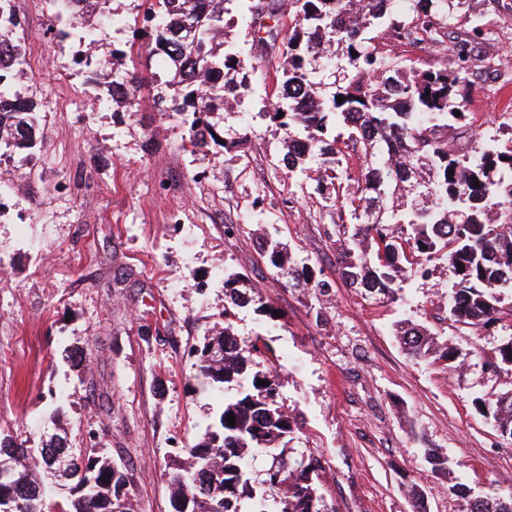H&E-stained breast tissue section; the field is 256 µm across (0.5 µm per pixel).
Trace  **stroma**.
I'll return each instance as SVG.
<instances>
[{"instance_id":"stroma-1","label":"stroma","mask_w":512,"mask_h":512,"mask_svg":"<svg viewBox=\"0 0 512 512\" xmlns=\"http://www.w3.org/2000/svg\"><path fill=\"white\" fill-rule=\"evenodd\" d=\"M251 0H225L224 50L236 72L231 101L211 117L221 140L191 153L178 117L153 96L168 68L145 74L139 109L102 108L108 77L88 81L71 41L48 36L52 21L18 13L23 48L38 45L41 72L25 69L19 90L45 116L34 156L15 152V192L0 198V435L45 442L56 417L71 434L93 425L99 447L133 475L138 512H172L170 479L221 402L196 379L189 353L224 303L222 279L242 276L277 320L239 308L237 334L269 347L255 367L276 366V399L296 418L284 439L295 461H324L320 491L329 512H412L418 487L426 512H461L448 491L512 481V439L475 409L512 389V372L488 364L512 328H467L448 317L445 260L412 274L398 298L351 287L336 265V209L318 171L291 173L286 134L269 114L280 93L282 45L260 36ZM114 26L96 29L99 56L127 50L142 26L140 0H108ZM496 34L473 65L475 84L449 128L459 154L512 136V0H485ZM393 62L447 63L448 45L402 47L375 39ZM180 217L177 229L172 217ZM269 238L306 260L325 292L290 287L260 248ZM408 321L456 347L462 363L417 361L396 329ZM87 350L88 370L70 360ZM448 460L431 476L425 454Z\"/></svg>"}]
</instances>
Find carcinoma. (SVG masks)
I'll list each match as a JSON object with an SVG mask.
<instances>
[{
  "label": "carcinoma",
  "mask_w": 512,
  "mask_h": 512,
  "mask_svg": "<svg viewBox=\"0 0 512 512\" xmlns=\"http://www.w3.org/2000/svg\"><path fill=\"white\" fill-rule=\"evenodd\" d=\"M4 2L0 148L32 150L43 137L44 116L13 83L26 60L14 35L16 19ZM62 2L88 23L107 0ZM462 5L470 9L473 0H268L252 9L265 7L276 21L288 15L279 62L281 102L271 117L288 131L286 167L304 171L318 162V190L332 186L341 227L346 220L354 224L336 249L342 275L358 288L392 297L405 269L440 256L454 275L450 319L488 328L505 314L496 290L512 288V139H493L467 157L449 144L448 127L472 90L474 51L492 41L494 32L480 25L455 32L449 63L426 70L393 64L363 37L366 30L383 27L401 43L439 44L445 32L437 22L450 24ZM143 18L139 37L146 39V51L132 61L130 75L112 82L109 96L134 111L142 71L153 56H165L173 71L166 85L175 92L171 111L182 116L192 149L206 147L216 140L210 114L224 108L225 89L233 82V58L224 53V0H155ZM331 59L341 79L325 84L318 80L319 67ZM331 114L344 130L333 137ZM345 148L362 161L352 190L342 189ZM262 250L288 283L325 287L273 241L264 239ZM253 301L243 277H225L224 327L204 331L202 343L192 346L203 384L221 396L231 386L237 393L224 399L199 440L182 449L190 465L172 477L174 512H268L270 504L274 512H324L316 485L323 472L320 458L310 455L291 464L279 448L294 432L295 420L276 401L278 374L248 371L250 356H265L267 347L258 336L242 340L227 324L236 308ZM398 336L417 360L460 357L457 348L436 343L413 324L401 325ZM475 405L512 439V389L494 402L477 398ZM231 413L233 426L227 421ZM87 434L86 446L77 450L60 432L39 448L0 436V468L12 473L9 483H0V512H134L127 475L97 446L94 432ZM254 448L265 451L274 468L261 479L246 465ZM448 490L462 500V512H512L511 485L480 495L462 482Z\"/></svg>",
  "instance_id": "carcinoma-1"
}]
</instances>
